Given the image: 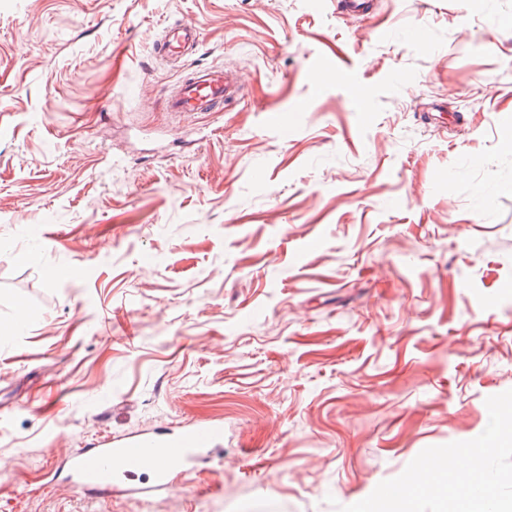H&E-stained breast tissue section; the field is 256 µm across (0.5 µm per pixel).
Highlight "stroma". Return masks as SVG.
Returning a JSON list of instances; mask_svg holds the SVG:
<instances>
[{"instance_id":"stroma-1","label":"stroma","mask_w":512,"mask_h":512,"mask_svg":"<svg viewBox=\"0 0 512 512\" xmlns=\"http://www.w3.org/2000/svg\"><path fill=\"white\" fill-rule=\"evenodd\" d=\"M200 27L177 60L153 41ZM243 98L169 112L198 68ZM448 117L426 123L430 105ZM288 117L287 131L270 122ZM512 0H0V512H361L512 399ZM214 419L156 499L47 467ZM512 512V437L486 459Z\"/></svg>"}]
</instances>
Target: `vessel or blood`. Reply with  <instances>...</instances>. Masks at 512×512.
<instances>
[{"label": "vessel or blood", "mask_w": 512, "mask_h": 512, "mask_svg": "<svg viewBox=\"0 0 512 512\" xmlns=\"http://www.w3.org/2000/svg\"><path fill=\"white\" fill-rule=\"evenodd\" d=\"M199 29L185 20L165 29L153 43L156 54L180 57L196 48ZM241 80L233 69H199L181 80L167 96L169 111L175 113L219 112L238 99ZM224 428L218 423L156 430L121 437L106 436L93 448L68 455L66 469L74 487L105 497L118 490L135 472L152 476L149 486L139 488L144 498L164 495L176 486L177 475L210 449L219 447Z\"/></svg>", "instance_id": "vessel-or-blood-1"}]
</instances>
